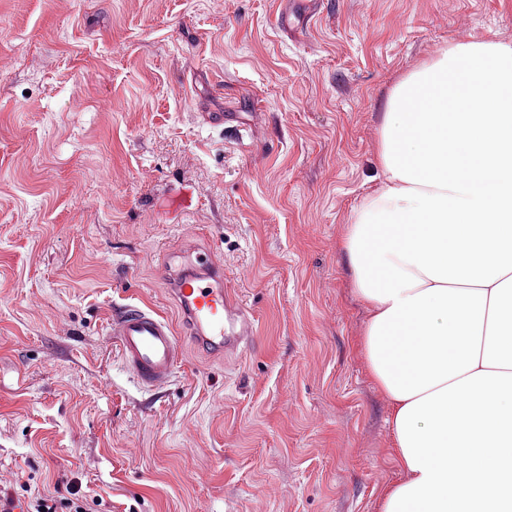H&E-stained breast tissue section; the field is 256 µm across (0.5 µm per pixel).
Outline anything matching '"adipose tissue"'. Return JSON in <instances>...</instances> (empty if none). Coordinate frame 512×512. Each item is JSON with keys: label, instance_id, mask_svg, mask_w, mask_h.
I'll return each mask as SVG.
<instances>
[{"label": "adipose tissue", "instance_id": "1", "mask_svg": "<svg viewBox=\"0 0 512 512\" xmlns=\"http://www.w3.org/2000/svg\"><path fill=\"white\" fill-rule=\"evenodd\" d=\"M378 168L344 248L403 471L381 512H512V42L402 80Z\"/></svg>", "mask_w": 512, "mask_h": 512}]
</instances>
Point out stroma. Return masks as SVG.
Segmentation results:
<instances>
[{"mask_svg":"<svg viewBox=\"0 0 512 512\" xmlns=\"http://www.w3.org/2000/svg\"><path fill=\"white\" fill-rule=\"evenodd\" d=\"M474 38L512 41V0H0V496L379 512L403 473L342 242L390 92ZM192 246L254 345L147 390L109 323L176 318Z\"/></svg>","mask_w":512,"mask_h":512,"instance_id":"35a3bbf8","label":"stroma"}]
</instances>
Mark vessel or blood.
<instances>
[{
	"instance_id": "1",
	"label": "vessel or blood",
	"mask_w": 512,
	"mask_h": 512,
	"mask_svg": "<svg viewBox=\"0 0 512 512\" xmlns=\"http://www.w3.org/2000/svg\"><path fill=\"white\" fill-rule=\"evenodd\" d=\"M167 280L180 323L129 305L109 325L124 364L149 389L165 386L182 363V336H190L200 352L232 358L248 350L256 334L254 314L228 288L213 250L185 259L169 271Z\"/></svg>"
}]
</instances>
